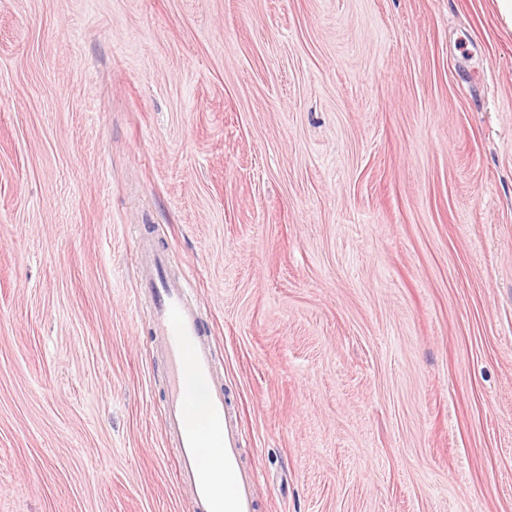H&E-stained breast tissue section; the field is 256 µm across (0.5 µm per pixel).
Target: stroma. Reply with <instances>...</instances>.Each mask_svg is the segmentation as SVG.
Returning a JSON list of instances; mask_svg holds the SVG:
<instances>
[{
    "label": "stroma",
    "mask_w": 512,
    "mask_h": 512,
    "mask_svg": "<svg viewBox=\"0 0 512 512\" xmlns=\"http://www.w3.org/2000/svg\"><path fill=\"white\" fill-rule=\"evenodd\" d=\"M143 239L256 512H512L494 0H0V512H185Z\"/></svg>",
    "instance_id": "stroma-1"
}]
</instances>
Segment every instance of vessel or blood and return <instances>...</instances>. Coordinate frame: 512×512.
Here are the masks:
<instances>
[{
    "instance_id": "obj_1",
    "label": "vessel or blood",
    "mask_w": 512,
    "mask_h": 512,
    "mask_svg": "<svg viewBox=\"0 0 512 512\" xmlns=\"http://www.w3.org/2000/svg\"><path fill=\"white\" fill-rule=\"evenodd\" d=\"M138 271L150 290L154 334L165 358L168 395L165 437L177 450L176 477L190 490L188 512H256V470L244 466L243 438L216 379L215 354L205 335L199 305L187 278L166 273L162 250L140 244ZM206 431H199V423ZM222 448L217 469L224 473V499L211 492L212 471L200 462L207 443Z\"/></svg>"
}]
</instances>
